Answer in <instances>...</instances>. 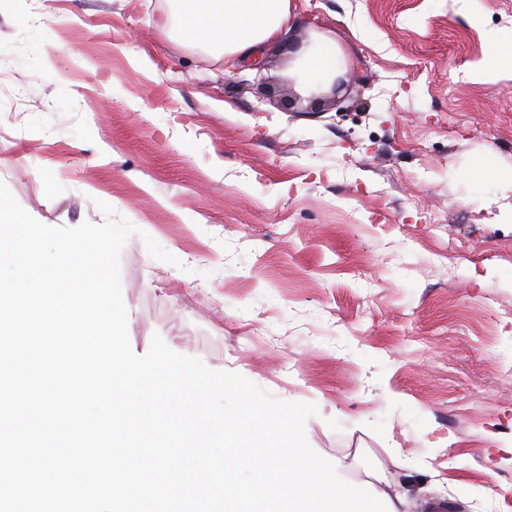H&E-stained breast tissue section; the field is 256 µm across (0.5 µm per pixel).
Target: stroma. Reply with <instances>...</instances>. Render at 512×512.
<instances>
[{
    "mask_svg": "<svg viewBox=\"0 0 512 512\" xmlns=\"http://www.w3.org/2000/svg\"><path fill=\"white\" fill-rule=\"evenodd\" d=\"M168 0H0V183L50 227L137 229L128 337L312 403L311 448L401 512L512 491V78L467 80L512 0H291L263 73ZM324 38L316 112L289 43ZM152 237L175 256L156 260Z\"/></svg>",
    "mask_w": 512,
    "mask_h": 512,
    "instance_id": "1",
    "label": "stroma"
}]
</instances>
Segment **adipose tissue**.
Listing matches in <instances>:
<instances>
[{
  "mask_svg": "<svg viewBox=\"0 0 512 512\" xmlns=\"http://www.w3.org/2000/svg\"><path fill=\"white\" fill-rule=\"evenodd\" d=\"M179 32L235 66L276 41L290 16V0H170Z\"/></svg>",
  "mask_w": 512,
  "mask_h": 512,
  "instance_id": "adipose-tissue-1",
  "label": "adipose tissue"
}]
</instances>
